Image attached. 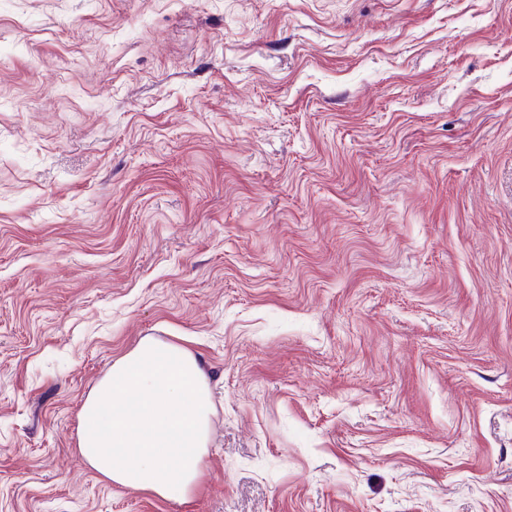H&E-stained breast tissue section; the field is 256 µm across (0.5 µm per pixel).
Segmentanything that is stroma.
Masks as SVG:
<instances>
[{"mask_svg": "<svg viewBox=\"0 0 512 512\" xmlns=\"http://www.w3.org/2000/svg\"><path fill=\"white\" fill-rule=\"evenodd\" d=\"M148 336L180 502L77 446ZM0 512H512V0H0ZM212 414L208 380L194 353L145 337L84 402L78 446L104 480L185 500L203 475Z\"/></svg>", "mask_w": 512, "mask_h": 512, "instance_id": "obj_1", "label": "stroma"}]
</instances>
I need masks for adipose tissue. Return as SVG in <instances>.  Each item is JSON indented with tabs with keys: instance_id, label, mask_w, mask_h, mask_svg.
Wrapping results in <instances>:
<instances>
[{
	"instance_id": "1",
	"label": "adipose tissue",
	"mask_w": 512,
	"mask_h": 512,
	"mask_svg": "<svg viewBox=\"0 0 512 512\" xmlns=\"http://www.w3.org/2000/svg\"><path fill=\"white\" fill-rule=\"evenodd\" d=\"M212 414L194 353L146 337L113 363L84 402L79 449L104 480L180 501L203 475Z\"/></svg>"
}]
</instances>
